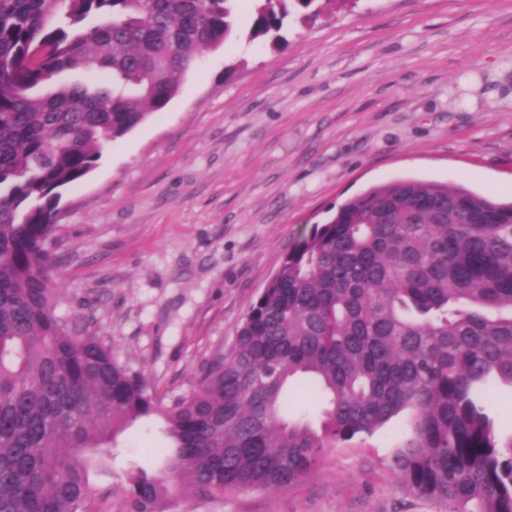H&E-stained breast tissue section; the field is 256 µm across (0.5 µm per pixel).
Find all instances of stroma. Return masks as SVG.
Wrapping results in <instances>:
<instances>
[{"mask_svg": "<svg viewBox=\"0 0 512 512\" xmlns=\"http://www.w3.org/2000/svg\"><path fill=\"white\" fill-rule=\"evenodd\" d=\"M237 31L166 108L105 146L63 191L51 255L63 319L111 345L165 400L228 350L283 255L348 198L391 180L512 200V0H333L292 13L283 42ZM399 417L330 449L305 481L194 497L185 512H444L392 458ZM140 421L91 471L119 507L128 470L156 473Z\"/></svg>", "mask_w": 512, "mask_h": 512, "instance_id": "obj_1", "label": "stroma"}]
</instances>
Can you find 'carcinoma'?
Masks as SVG:
<instances>
[{
    "mask_svg": "<svg viewBox=\"0 0 512 512\" xmlns=\"http://www.w3.org/2000/svg\"><path fill=\"white\" fill-rule=\"evenodd\" d=\"M237 0H0V512H103L88 473L158 418L161 473L127 472L121 512L190 495L298 484L325 454L409 416L393 464L448 512H512V440L488 409L512 386V202L394 180L292 245L227 352L166 403L112 347L56 314L50 260L62 190L161 112ZM250 38L276 45L292 8L258 0ZM65 70L101 71L94 90ZM309 383L316 415L290 414Z\"/></svg>",
    "mask_w": 512,
    "mask_h": 512,
    "instance_id": "obj_1",
    "label": "carcinoma"
}]
</instances>
